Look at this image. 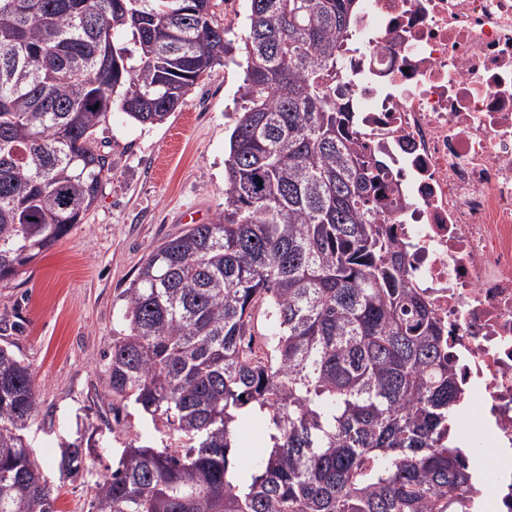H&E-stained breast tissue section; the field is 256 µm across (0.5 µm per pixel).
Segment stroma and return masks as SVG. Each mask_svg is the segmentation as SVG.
<instances>
[{
	"instance_id": "35a3bbf8",
	"label": "stroma",
	"mask_w": 512,
	"mask_h": 512,
	"mask_svg": "<svg viewBox=\"0 0 512 512\" xmlns=\"http://www.w3.org/2000/svg\"><path fill=\"white\" fill-rule=\"evenodd\" d=\"M241 53L215 66L160 125L112 111L96 137L112 169L82 224L0 282V345L33 370L39 416L28 442L45 478L59 484V512H89L96 481L125 442L144 433L139 417L113 411L106 355L125 327L122 293L150 245L224 209V158L245 76ZM91 439L87 466L60 480L61 444Z\"/></svg>"
}]
</instances>
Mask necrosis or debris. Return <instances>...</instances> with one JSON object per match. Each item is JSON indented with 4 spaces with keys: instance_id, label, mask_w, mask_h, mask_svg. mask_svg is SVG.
<instances>
[{
    "instance_id": "1",
    "label": "necrosis or debris",
    "mask_w": 512,
    "mask_h": 512,
    "mask_svg": "<svg viewBox=\"0 0 512 512\" xmlns=\"http://www.w3.org/2000/svg\"><path fill=\"white\" fill-rule=\"evenodd\" d=\"M344 44L354 135L379 153L405 277L448 331L464 411L512 512V0H363Z\"/></svg>"
}]
</instances>
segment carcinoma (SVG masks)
Returning a JSON list of instances; mask_svg holds the SVG:
<instances>
[{
	"instance_id": "1",
	"label": "carcinoma",
	"mask_w": 512,
	"mask_h": 512,
	"mask_svg": "<svg viewBox=\"0 0 512 512\" xmlns=\"http://www.w3.org/2000/svg\"><path fill=\"white\" fill-rule=\"evenodd\" d=\"M249 2L224 211L148 248L107 356V396L157 436L123 448L91 512H474L448 332L405 279L385 162L343 102L359 0ZM226 35L212 0H0V281L94 205L112 109L163 123L235 51ZM252 413L266 446L241 481ZM38 414L1 346L0 512H58L26 441ZM85 465L78 438L60 479Z\"/></svg>"
}]
</instances>
